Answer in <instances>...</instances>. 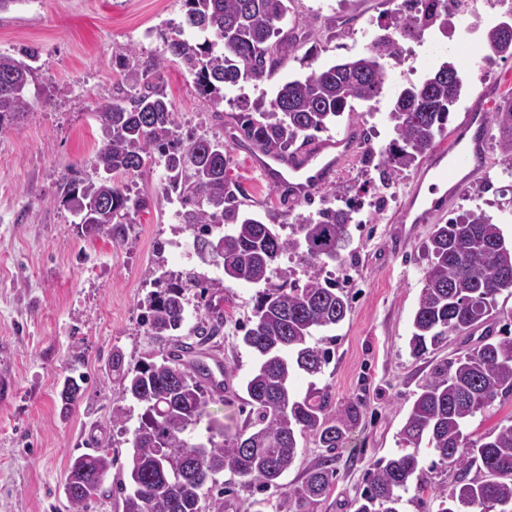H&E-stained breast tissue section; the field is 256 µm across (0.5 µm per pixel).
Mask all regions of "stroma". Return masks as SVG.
I'll list each match as a JSON object with an SVG mask.
<instances>
[{"mask_svg": "<svg viewBox=\"0 0 512 512\" xmlns=\"http://www.w3.org/2000/svg\"><path fill=\"white\" fill-rule=\"evenodd\" d=\"M393 0H288L287 25L296 39L272 79L226 87L220 105L207 103L181 63H169L166 93L182 135L223 137L228 148V175L241 187L246 209L260 213L282 236L295 234L300 216L337 196L379 198L361 223L349 225V237L336 262L322 275L343 288L351 311L335 329L313 331L309 342L329 349L321 373H297V396L309 388L327 396L328 414L353 402L363 403L358 421L341 448H321L314 435L297 440L295 461L281 488L258 493L232 472L218 478L224 488V512H254L251 503L265 497V512H289V490L301 485L321 463L336 477L329 493L312 512H352L351 503L381 459L400 450L398 433L419 384L433 362L452 359L463 349L461 338L424 358L409 348L412 319L428 266L425 244L429 224H403L400 209L417 177L427 166L419 159L411 168L384 177L380 152L394 136L388 118L399 92L441 61L454 62L465 82L448 125L456 127L464 112L483 99L496 111L512 91V58L497 61L492 84L479 79L482 56L464 58L419 51L413 65H392L377 100L358 101L344 113L337 130L376 125L378 137L362 152L373 159L369 174L352 161L331 186L314 197L283 206L272 185L246 162L235 117L255 99H272L279 85L308 73L310 66L330 65L363 53L367 45L355 33L385 20ZM183 0H23L0 13V53L38 48L36 79L30 86L34 110L18 123L0 128V348L10 357L18 393L0 407V512H72L64 485L71 458L104 447L119 460L107 477L112 485L128 483L131 430L142 408L123 391L112 374L113 359L124 367L160 357L165 345L152 341L141 324L144 303L162 274L197 273L206 292H186L188 326L182 342L198 345L206 363L221 361L228 378L224 390L208 404L209 420L194 427L199 442L210 435V420L224 425L226 435L250 421L245 383L257 358L242 342L252 319L258 288L234 281L212 262H202L193 236L180 224L179 204L163 192L165 171L159 158L148 160L129 178L131 194L150 198L148 208L130 212L128 234L114 242L97 229L78 228L64 206L59 184L64 174L95 173L99 139L96 112L104 97L126 94L118 62L124 56L163 54L166 41L182 24ZM336 19L327 26L325 17ZM482 212L499 224L512 241V167L503 164L496 144L488 146V174L470 183L447 209L450 218ZM224 315L218 336L199 342L192 325ZM83 382L80 396L63 406L60 391L71 373ZM122 410V424L112 421Z\"/></svg>", "mask_w": 512, "mask_h": 512, "instance_id": "1", "label": "stroma"}]
</instances>
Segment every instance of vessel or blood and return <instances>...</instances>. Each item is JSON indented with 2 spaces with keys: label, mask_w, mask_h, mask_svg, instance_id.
I'll use <instances>...</instances> for the list:
<instances>
[{
  "label": "vessel or blood",
  "mask_w": 512,
  "mask_h": 512,
  "mask_svg": "<svg viewBox=\"0 0 512 512\" xmlns=\"http://www.w3.org/2000/svg\"><path fill=\"white\" fill-rule=\"evenodd\" d=\"M493 117L483 102H475L462 124L453 134L448 149L434 152L430 169L444 192L431 201L420 200L419 188H412L410 198L401 211V223L429 224L444 213L466 187L465 180L456 179L458 171L482 176L487 170V147L491 138ZM362 143L346 133L312 142L295 155L284 157L259 149L249 154L251 167L269 184L285 188L288 203L312 196L331 183L346 159L360 151Z\"/></svg>",
  "instance_id": "1"
}]
</instances>
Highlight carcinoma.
<instances>
[{
    "mask_svg": "<svg viewBox=\"0 0 512 512\" xmlns=\"http://www.w3.org/2000/svg\"><path fill=\"white\" fill-rule=\"evenodd\" d=\"M288 0H184V26L167 39L169 56L141 60L132 54L121 63L122 83L134 90L102 103L96 112L100 140L96 176L74 171L60 185L62 202L78 218L92 222L114 242L125 239L130 211L147 206L131 197L121 178L137 173L159 153L166 170L164 191L178 197L182 223L191 229L197 253L212 258L231 279L266 285L256 296L254 319L243 342L258 365L247 379V403L255 420L247 429L217 443H192L188 431L205 414L212 391L205 373L181 362L192 347L178 342L175 332L186 321L185 289L199 285L193 272L185 278L156 281L147 299L143 326L152 339L174 350L157 361L132 368L112 362L123 390L143 408L132 434L131 491L122 496V512H206L201 490L230 471L265 491L280 487L292 466L297 436L313 433L322 447L341 446L360 406L326 413V398L312 389L299 399L292 391L297 372L321 373L329 351L308 342L311 331L334 328L350 311L343 289L321 279L323 260H334L348 235L349 214L325 206L302 218L299 236L282 238L275 225L241 208L239 187L227 175L228 155L218 137L178 134L175 113L163 90L169 58L181 60L202 97L211 104L224 100V87L241 81L269 80L283 50L294 37L281 21ZM203 40L181 38L183 28ZM421 32L417 19L395 15L379 26L380 33L365 53L321 66L280 86L275 97L253 101L238 117L243 137L266 151L281 154L306 132H322L336 123L353 100L371 101L382 92L387 66L398 60L400 43L387 32ZM490 50L512 57V35L498 24L486 34ZM39 52L23 47L19 56L0 54V128L33 111L28 86L35 77L30 62ZM463 78L454 64L442 62L420 83L400 91L390 112L396 138L381 151V163L393 174L409 168L444 134L451 108L458 101ZM497 140L504 160L512 165V93L494 113ZM299 253L313 266L302 286L292 271H280L283 284L269 288L274 265L285 253ZM429 264L412 321L411 354L422 358L450 336L468 337L485 328L479 342L457 357L439 361L418 385L415 400L399 432L402 451L376 465L353 503V512H399L400 492L419 480L418 449L427 442L439 460L453 468L450 491L438 492V512H512V424L478 438L466 432L470 419L487 412L497 398L512 397V337H497L489 322L497 317L498 296L512 289V245L497 224L470 214L434 225L426 244ZM112 469L105 450L84 453L71 461L66 491L73 512H87ZM328 462L289 491L296 512H310L332 485Z\"/></svg>",
    "mask_w": 512,
    "mask_h": 512,
    "instance_id": "cac0c4a2",
    "label": "carcinoma"
}]
</instances>
